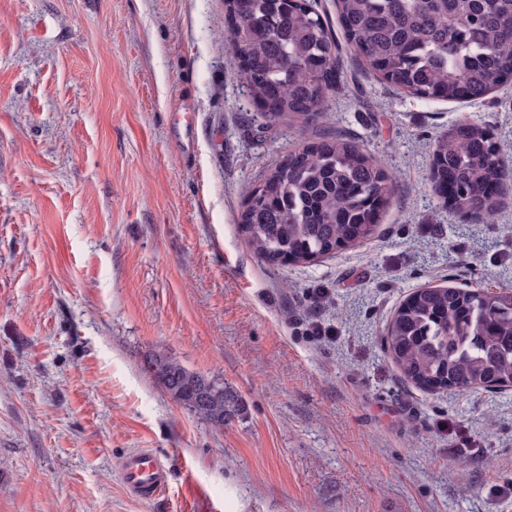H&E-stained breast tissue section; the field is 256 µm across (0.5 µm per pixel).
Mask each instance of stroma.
Masks as SVG:
<instances>
[{"label": "stroma", "instance_id": "1", "mask_svg": "<svg viewBox=\"0 0 512 512\" xmlns=\"http://www.w3.org/2000/svg\"><path fill=\"white\" fill-rule=\"evenodd\" d=\"M224 0H0V512H512V390L429 392L382 344L426 286L512 289V206L447 213L436 136L469 117L512 164V89L407 96L348 47L306 136L258 125ZM355 142L396 178L375 237L280 268L237 214L288 152ZM156 352L243 402L215 428ZM171 466L153 501L131 450ZM169 475L168 463L149 448L130 452L120 471L127 492L142 501L160 497L168 489Z\"/></svg>", "mask_w": 512, "mask_h": 512}]
</instances>
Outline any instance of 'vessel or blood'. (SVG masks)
Segmentation results:
<instances>
[{"instance_id":"obj_1","label":"vessel or blood","mask_w":512,"mask_h":512,"mask_svg":"<svg viewBox=\"0 0 512 512\" xmlns=\"http://www.w3.org/2000/svg\"><path fill=\"white\" fill-rule=\"evenodd\" d=\"M167 462L151 449L130 452L123 460L120 479L127 492L143 501L160 497L169 486Z\"/></svg>"}]
</instances>
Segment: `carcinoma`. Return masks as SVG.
<instances>
[{
    "label": "carcinoma",
    "mask_w": 512,
    "mask_h": 512,
    "mask_svg": "<svg viewBox=\"0 0 512 512\" xmlns=\"http://www.w3.org/2000/svg\"><path fill=\"white\" fill-rule=\"evenodd\" d=\"M342 35L358 60L415 97L474 102L512 83V0H336ZM224 33L269 124L302 132L322 117L337 81V41L309 0H224ZM502 148L463 119L434 143L430 181L462 217L489 219ZM393 178L340 137L288 153L247 193L238 224L270 263H311L372 238ZM383 345L404 380L431 390L512 385V290L420 288L394 310ZM147 369L170 398L215 428L240 412L224 382L154 354Z\"/></svg>",
    "instance_id": "1"
}]
</instances>
